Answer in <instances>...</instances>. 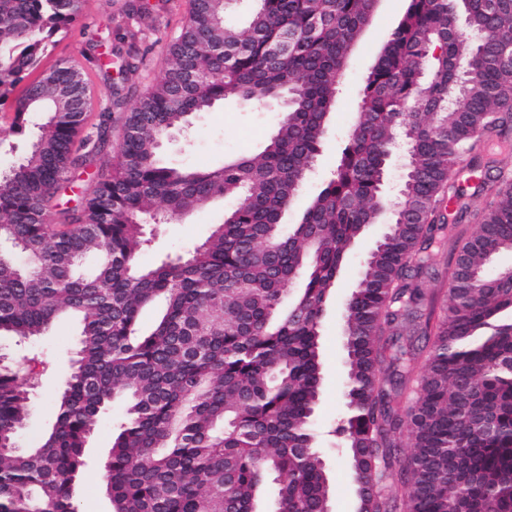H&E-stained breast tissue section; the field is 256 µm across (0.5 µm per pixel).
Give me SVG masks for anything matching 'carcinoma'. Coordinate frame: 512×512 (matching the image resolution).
Segmentation results:
<instances>
[{"label":"carcinoma","mask_w":512,"mask_h":512,"mask_svg":"<svg viewBox=\"0 0 512 512\" xmlns=\"http://www.w3.org/2000/svg\"><path fill=\"white\" fill-rule=\"evenodd\" d=\"M191 0L161 79L106 151L109 102L88 151L73 144L91 102L67 60L42 70L81 0H0V112L22 135L47 114L29 152L0 174V335H40L80 319L74 370L57 419L21 450L29 396L0 356V512H79L86 442L118 392L127 417L105 463L112 512H328L312 417L323 377L320 327L331 289L387 206L382 174L401 143L393 203L403 217L368 253L343 303L348 414L336 428L356 483V512H512V166L481 146L512 144V0H407L366 74L336 170L297 224L327 117L375 0ZM485 38L466 42L467 35ZM284 94L263 152L219 167L176 168L162 140L227 99ZM468 158V198L452 175ZM87 175L77 205L58 202ZM232 201L193 254L142 269L144 224ZM476 225L467 235L461 224ZM449 254L446 300L426 288ZM94 255L89 275L79 273ZM23 260H18V257ZM484 282L471 285V274ZM300 288L288 305L285 286ZM166 310L147 335L140 310Z\"/></svg>","instance_id":"1"}]
</instances>
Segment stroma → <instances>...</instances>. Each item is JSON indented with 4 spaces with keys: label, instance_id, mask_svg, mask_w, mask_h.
Wrapping results in <instances>:
<instances>
[{
    "label": "stroma",
    "instance_id": "35a3bbf8",
    "mask_svg": "<svg viewBox=\"0 0 512 512\" xmlns=\"http://www.w3.org/2000/svg\"><path fill=\"white\" fill-rule=\"evenodd\" d=\"M407 0H379L376 12L352 54L340 87L336 106L329 115L328 132L320 147L314 169L283 223H297L309 200L318 193L336 168L343 142L359 110L364 78L382 46L387 32L406 8ZM190 0H82V20L91 24L99 41V53L111 54L110 74H103L96 59L87 58L86 40L79 28L58 35L42 68L65 59L77 68L88 86L93 108L86 117L85 131L93 133L98 112L110 88H118L122 103L112 110V140L120 142L125 122L140 97L167 68V49L185 26ZM282 117L276 100L258 104L225 100L209 111L194 114L187 128L164 140L162 163L176 167L214 166L240 155L263 150ZM230 201L218 199L206 208L178 220L147 227L148 242L138 257L143 267H154L186 255L222 223ZM383 231L373 226L355 252L331 292L321 322V358L324 379L314 416L315 446L322 456L329 480L331 512H355V484L348 461L336 446L334 430L346 413L344 397L346 371L341 339L343 302L358 283L362 262ZM80 323L65 316L54 321L41 336L32 340L0 337V354L31 366L34 386L30 391L29 415L19 438L23 448L36 446L55 420L56 399L65 388L79 346ZM127 401L114 398L89 437L87 467L75 487L81 512H111L105 488L92 482L103 471L112 440L126 417Z\"/></svg>",
    "mask_w": 512,
    "mask_h": 512
}]
</instances>
